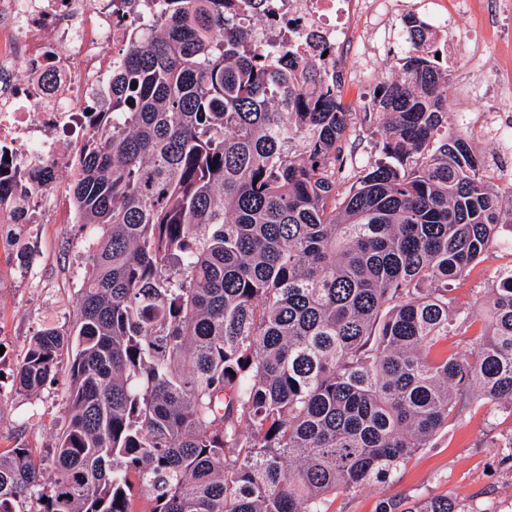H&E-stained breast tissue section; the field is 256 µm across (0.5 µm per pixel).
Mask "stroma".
Masks as SVG:
<instances>
[{
  "label": "stroma",
  "mask_w": 512,
  "mask_h": 512,
  "mask_svg": "<svg viewBox=\"0 0 512 512\" xmlns=\"http://www.w3.org/2000/svg\"><path fill=\"white\" fill-rule=\"evenodd\" d=\"M473 2L475 11L465 16L454 11L451 0H438L436 7L447 14L450 28L474 32L484 55L495 57L498 66L492 69L471 59L470 46H462L448 66L447 88L458 96L468 83H479L487 111L512 121V99L502 92L512 77V38L503 37L496 0ZM406 37L402 19L394 18L372 63L373 74L350 66L341 78L342 102L350 112L346 146L356 169L374 164L379 157L376 144L384 127L380 114L372 109V99L379 86L398 78ZM68 181V176H61L54 197L43 201V223H0V345L5 348L0 355V388L10 392L0 403V454L21 445L34 454L43 453L65 421L66 378L34 396L11 393L10 387L11 368L32 337L48 325H70L85 278L89 230L76 222L66 191ZM21 250L28 254L23 267L16 259ZM510 267L512 229L506 227L484 261L453 282L456 305L478 314L495 286L494 272ZM511 440L512 415L479 404L442 435L436 447L413 453L386 482L329 496L325 507L327 512H378L382 500L412 501L429 495L450 496L487 512H512V461H503L501 451Z\"/></svg>",
  "instance_id": "35a3bbf8"
}]
</instances>
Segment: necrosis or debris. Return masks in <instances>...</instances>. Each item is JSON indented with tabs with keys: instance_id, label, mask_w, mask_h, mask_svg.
I'll return each mask as SVG.
<instances>
[{
	"instance_id": "1",
	"label": "necrosis or debris",
	"mask_w": 512,
	"mask_h": 512,
	"mask_svg": "<svg viewBox=\"0 0 512 512\" xmlns=\"http://www.w3.org/2000/svg\"><path fill=\"white\" fill-rule=\"evenodd\" d=\"M399 0H270L254 26L266 48L292 44L299 58L348 47L358 18L382 25ZM112 0H0V151L14 168L59 158L81 141L84 113L112 70L123 29ZM55 72L54 87L44 82Z\"/></svg>"
}]
</instances>
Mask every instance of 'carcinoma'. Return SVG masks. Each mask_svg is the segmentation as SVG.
Here are the masks:
<instances>
[{"label":"carcinoma","instance_id":"obj_1","mask_svg":"<svg viewBox=\"0 0 512 512\" xmlns=\"http://www.w3.org/2000/svg\"><path fill=\"white\" fill-rule=\"evenodd\" d=\"M265 2L145 0L130 25L70 153L92 234L73 324L13 369L27 396L67 374L65 427L45 461L0 454V512H134L136 489L149 512H325L477 400L512 412V269L478 346L431 356L471 323L448 285L512 224V185L448 132L436 33L406 21L402 76L373 99L381 159L345 188L336 59L255 41L239 16ZM54 174L13 171L0 203Z\"/></svg>","mask_w":512,"mask_h":512}]
</instances>
